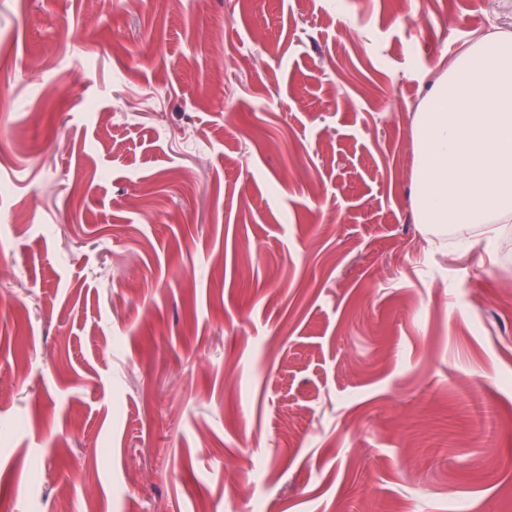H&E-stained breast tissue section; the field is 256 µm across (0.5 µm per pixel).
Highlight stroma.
<instances>
[{"label":"stroma","mask_w":512,"mask_h":512,"mask_svg":"<svg viewBox=\"0 0 512 512\" xmlns=\"http://www.w3.org/2000/svg\"><path fill=\"white\" fill-rule=\"evenodd\" d=\"M497 30L0 0V512H512V223L414 215L413 117Z\"/></svg>","instance_id":"stroma-1"}]
</instances>
